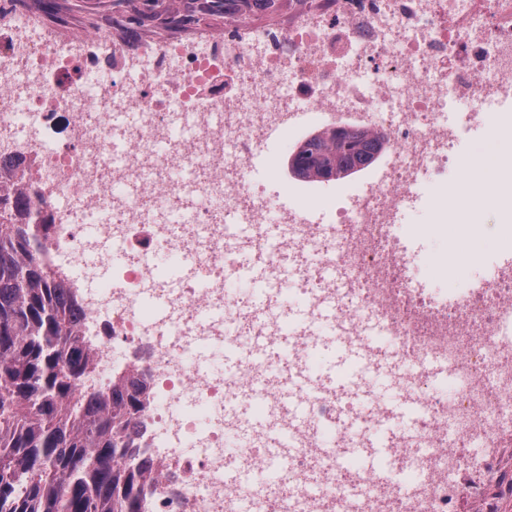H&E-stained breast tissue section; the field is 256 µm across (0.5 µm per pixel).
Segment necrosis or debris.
Here are the masks:
<instances>
[{
    "mask_svg": "<svg viewBox=\"0 0 512 512\" xmlns=\"http://www.w3.org/2000/svg\"><path fill=\"white\" fill-rule=\"evenodd\" d=\"M200 37L211 54L196 50ZM265 38L261 55L248 39L214 41L206 30L150 35L131 51L109 28L49 25L29 2L0 10V169L22 175L57 220L49 254L92 341L95 386L108 389L121 366L151 379L150 406L132 433L157 473L142 512H236L256 498L253 484L224 480L225 469L251 474L268 463L264 440L235 445L241 422L224 416L235 400L294 436L280 491L260 499L259 512H453L448 476L462 448H498L512 435V345L498 327L512 308V265L478 291L463 278L447 290H414L401 275L400 225L447 207L465 135L512 106V0H305ZM159 44L168 61L130 83L139 57ZM175 104L191 118V138L174 129ZM305 112L331 125L354 112L389 140L382 177L353 185L314 224L305 221L307 200L282 203L287 186L246 175L269 132L282 134L283 152L294 149ZM185 168L194 172L188 192L178 179ZM225 208L250 224L296 226L274 248L251 238L239 248L268 274L289 270L305 318L286 323L246 309L225 263L230 246L217 219ZM99 218L100 235L88 236L86 224ZM114 243L123 263L86 287L78 268L108 261ZM164 261L180 272V287L160 275ZM152 297L165 301L164 316ZM331 300L348 342H361L364 320H380V335L392 339L383 355L401 363L396 388L418 404V432L392 437L399 481L373 480L347 453L374 443L388 420L381 408L342 403L326 385L303 425L277 407L280 370L315 372L305 349ZM245 336L272 347L289 341L288 354L238 376L199 370L195 341L220 352ZM430 358L447 362L452 393L427 374ZM258 375L265 399L255 403L249 383ZM356 482L370 487L357 501L348 493Z\"/></svg>",
    "mask_w": 512,
    "mask_h": 512,
    "instance_id": "obj_1",
    "label": "necrosis or debris"
}]
</instances>
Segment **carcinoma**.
I'll use <instances>...</instances> for the list:
<instances>
[{
    "label": "carcinoma",
    "mask_w": 512,
    "mask_h": 512,
    "mask_svg": "<svg viewBox=\"0 0 512 512\" xmlns=\"http://www.w3.org/2000/svg\"><path fill=\"white\" fill-rule=\"evenodd\" d=\"M385 149L374 130L323 128L285 168L296 180L355 175ZM30 198L0 186V512H140L150 461L126 439L145 413L144 376L112 380L103 396L80 389L90 348L80 313L56 280Z\"/></svg>",
    "instance_id": "1"
}]
</instances>
